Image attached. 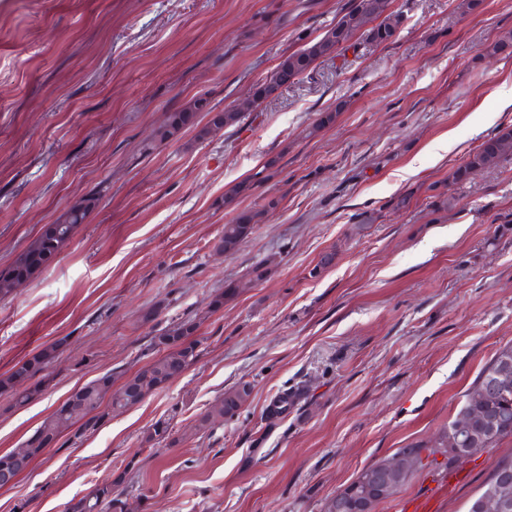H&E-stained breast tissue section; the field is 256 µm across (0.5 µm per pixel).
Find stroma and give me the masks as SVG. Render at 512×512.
<instances>
[{
	"label": "stroma",
	"mask_w": 512,
	"mask_h": 512,
	"mask_svg": "<svg viewBox=\"0 0 512 512\" xmlns=\"http://www.w3.org/2000/svg\"><path fill=\"white\" fill-rule=\"evenodd\" d=\"M351 2L0 0V269L100 195L56 261L0 298V375L57 347L36 400L0 395V454L75 388L106 373L123 383L186 318L202 342L163 389L64 433L0 488V512H66L122 471L127 512H327L364 467L436 437L512 346V157L450 179L512 125L500 95L512 54L487 52L512 32V0L470 13L462 0H388L404 17L393 43L358 30L237 126L160 136L192 98L234 106ZM325 112L335 122L320 125ZM435 184L454 207L436 209ZM244 210L259 221L224 254ZM238 383L247 405L201 426ZM296 388L295 406L268 418ZM509 455L512 436L466 461L438 512H466ZM259 212L241 211L232 224H226L218 248L225 254H233L241 243L254 231Z\"/></svg>",
	"instance_id": "obj_1"
}]
</instances>
